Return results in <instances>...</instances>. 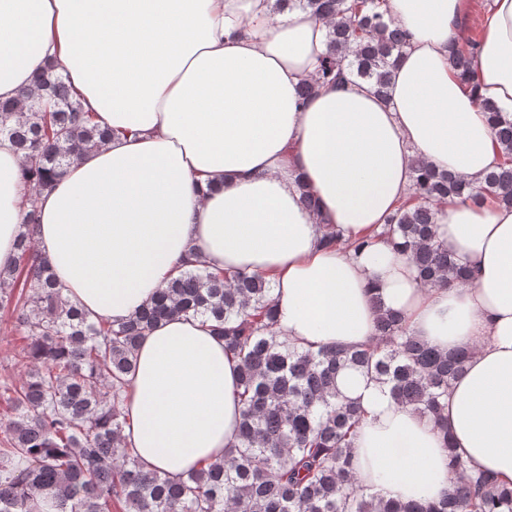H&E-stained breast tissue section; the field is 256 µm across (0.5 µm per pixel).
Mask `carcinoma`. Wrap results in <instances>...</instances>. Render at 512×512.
Wrapping results in <instances>:
<instances>
[{"label":"carcinoma","mask_w":512,"mask_h":512,"mask_svg":"<svg viewBox=\"0 0 512 512\" xmlns=\"http://www.w3.org/2000/svg\"><path fill=\"white\" fill-rule=\"evenodd\" d=\"M388 0H275L282 12L309 10L328 25L319 78L349 76L387 96L392 70L406 46ZM477 43L451 51L457 75L475 79ZM40 93L0 103V136L20 153L23 179L34 192L49 187L82 154L112 132L83 110L74 88L54 68ZM503 156L484 184L413 160L412 192L379 236L399 239L421 285L464 286L469 274L434 239L435 205L446 199L512 207V120L492 103ZM32 211L17 239L18 262L0 271V309L25 339L7 358L24 378L0 381L10 416L0 426V512H512V483L473 473L450 456V488L437 503L382 501L352 473L351 441L365 418L337 388L339 373L360 370L391 386L394 400L441 419L448 389L467 352L444 353L408 335L404 318L374 299L375 335L357 347L301 349L271 328L272 288L259 274L214 273L201 264L181 271L157 298L125 321L91 320L66 294L37 253ZM201 317L214 323L224 349L239 360L242 404L237 447L224 460L172 480L147 471L123 438L130 420L121 404L136 352L159 322Z\"/></svg>","instance_id":"cac0c4a2"}]
</instances>
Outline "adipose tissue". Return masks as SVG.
<instances>
[{"label":"adipose tissue","mask_w":512,"mask_h":512,"mask_svg":"<svg viewBox=\"0 0 512 512\" xmlns=\"http://www.w3.org/2000/svg\"><path fill=\"white\" fill-rule=\"evenodd\" d=\"M272 2L0 0V99L53 64L114 132L32 204L0 138V269L15 265L33 209L39 253L93 320L128 318L185 259L264 276L275 333L302 348L363 344L380 297L411 335L473 353L443 430L389 385L339 375L366 412L351 450L361 484L386 500L439 498L447 435L472 468L512 481V207L438 204L436 239L470 270L464 288L421 287L408 253L377 237L409 196L412 160L475 186L499 163L482 103L512 118V0L482 15L473 86L450 63L470 0H389L408 44L384 101L355 80H317L324 22ZM329 232L340 245L324 246ZM123 408L147 469L179 477L223 459L238 443V360L203 319L163 321L138 348Z\"/></svg>","instance_id":"ef3b65f1"}]
</instances>
